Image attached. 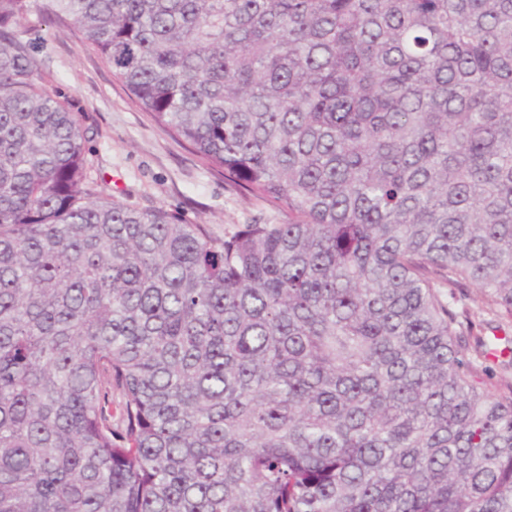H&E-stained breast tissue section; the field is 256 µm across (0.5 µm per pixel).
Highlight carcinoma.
<instances>
[{"label":"carcinoma","instance_id":"cac0c4a2","mask_svg":"<svg viewBox=\"0 0 512 512\" xmlns=\"http://www.w3.org/2000/svg\"><path fill=\"white\" fill-rule=\"evenodd\" d=\"M288 209L94 197L20 18ZM512 0H0V512H512ZM445 301H450L453 310L459 315V319L464 322L468 321V334L465 336L468 341L473 342L474 338L481 336L484 338L492 337V330L487 321L491 320V316L482 311V298L473 286L464 290V296L457 294V301H453L448 297V288H439ZM465 317H468L466 319ZM471 322V326L469 325ZM489 366L491 367L490 370L479 372L480 381H484L493 393H508V385L512 386V371H502L493 364H489Z\"/></svg>","mask_w":512,"mask_h":512}]
</instances>
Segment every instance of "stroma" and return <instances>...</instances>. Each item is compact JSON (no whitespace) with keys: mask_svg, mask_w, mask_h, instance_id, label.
<instances>
[{"mask_svg":"<svg viewBox=\"0 0 512 512\" xmlns=\"http://www.w3.org/2000/svg\"><path fill=\"white\" fill-rule=\"evenodd\" d=\"M19 26L43 84L92 129L85 156L93 188L132 208L165 207L218 237L239 224L287 222L282 206L226 183L159 127L70 21L30 14Z\"/></svg>","mask_w":512,"mask_h":512,"instance_id":"obj_1","label":"stroma"}]
</instances>
